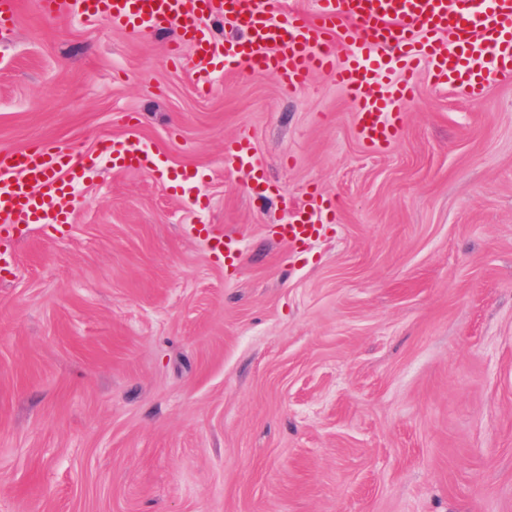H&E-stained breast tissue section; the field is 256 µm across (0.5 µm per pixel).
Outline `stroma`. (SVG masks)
Returning <instances> with one entry per match:
<instances>
[{
  "label": "stroma",
  "mask_w": 512,
  "mask_h": 512,
  "mask_svg": "<svg viewBox=\"0 0 512 512\" xmlns=\"http://www.w3.org/2000/svg\"><path fill=\"white\" fill-rule=\"evenodd\" d=\"M177 39L21 0L0 40V150L95 162L70 224L0 245V512H512V78L421 71L372 150L330 77L201 95ZM244 135L258 169H225ZM315 191L324 235L276 242ZM101 142L105 149L112 156L113 164L119 169H136L141 168L149 161L155 166H159V161L153 157L149 159L146 151L136 147L134 144L122 141H113L109 136H103Z\"/></svg>",
  "instance_id": "35a3bbf8"
}]
</instances>
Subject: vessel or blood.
Returning a JSON list of instances; mask_svg holds the SVG:
<instances>
[{"instance_id": "1", "label": "vessel or blood", "mask_w": 512, "mask_h": 512, "mask_svg": "<svg viewBox=\"0 0 512 512\" xmlns=\"http://www.w3.org/2000/svg\"><path fill=\"white\" fill-rule=\"evenodd\" d=\"M89 20L133 34L174 28L194 50V87L206 93L219 71L247 65L274 76L286 91L311 73L330 74L357 107V130L368 146L393 143L402 125L401 104L413 78L427 66L438 85L479 94L490 74L512 76V0H318L315 19L291 10L271 17L273 0H73ZM229 25L240 38L217 45L214 26ZM395 46L385 56L380 46ZM396 67L401 80L383 84L379 71ZM119 169L147 165L146 151L129 142L101 139ZM253 148L238 138L224 146V164H252ZM86 172L62 148L44 146L0 152V240L20 224H66L73 185ZM327 199L311 194L308 204L288 206L278 234L288 245L319 235V212Z\"/></svg>"}]
</instances>
